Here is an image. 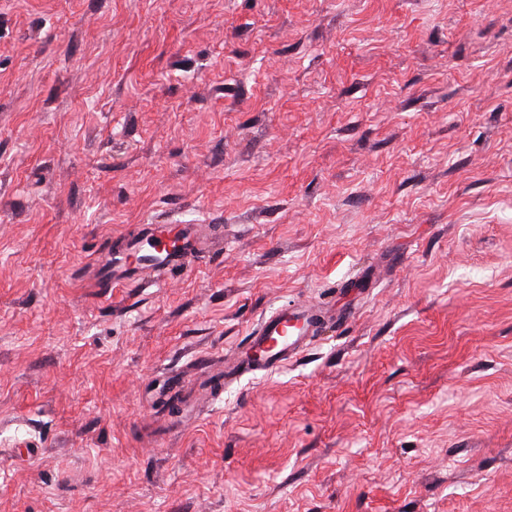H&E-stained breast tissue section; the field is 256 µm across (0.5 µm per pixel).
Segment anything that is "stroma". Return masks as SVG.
<instances>
[{
	"mask_svg": "<svg viewBox=\"0 0 512 512\" xmlns=\"http://www.w3.org/2000/svg\"><path fill=\"white\" fill-rule=\"evenodd\" d=\"M0 512H512V0H0ZM156 224H142V230L126 242V249L129 252L137 253L138 257L149 256L156 261L142 263L137 274L141 284H149L161 271L181 272L190 270L200 265L203 252L208 241L207 228L204 224L191 229L185 228L180 231L181 240L177 248H174L168 239L176 243L175 232L168 235V239L159 233ZM93 268L94 288H99L104 297L111 295L112 288L123 284L131 275L123 263V257L112 252L110 244L100 250L93 261ZM318 317L312 307L300 304L282 308L266 317L251 336L250 371L268 372L294 359L314 336Z\"/></svg>",
	"mask_w": 512,
	"mask_h": 512,
	"instance_id": "1",
	"label": "stroma"
}]
</instances>
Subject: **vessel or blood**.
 <instances>
[{"label": "vessel or blood", "mask_w": 512, "mask_h": 512, "mask_svg": "<svg viewBox=\"0 0 512 512\" xmlns=\"http://www.w3.org/2000/svg\"><path fill=\"white\" fill-rule=\"evenodd\" d=\"M178 245H171L157 227L147 224L126 242L128 251L146 256L137 278L152 283L159 272H180L199 266L208 241L207 229L197 226L183 229ZM93 285L111 295L113 288L128 279L122 256L104 246L93 261ZM318 317L312 307L300 304L278 310L266 317L251 338L247 366L254 372H267L294 359L315 333Z\"/></svg>", "instance_id": "vessel-or-blood-1"}]
</instances>
